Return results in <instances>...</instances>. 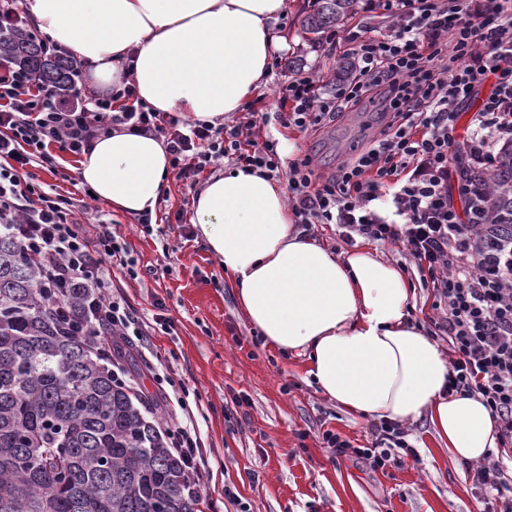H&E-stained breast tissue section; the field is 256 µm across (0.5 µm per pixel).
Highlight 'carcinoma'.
<instances>
[{
  "label": "carcinoma",
  "mask_w": 512,
  "mask_h": 512,
  "mask_svg": "<svg viewBox=\"0 0 512 512\" xmlns=\"http://www.w3.org/2000/svg\"><path fill=\"white\" fill-rule=\"evenodd\" d=\"M314 36L354 18L361 0H317ZM8 62L58 91L70 63L48 61L22 26L0 29ZM471 205L512 230V147ZM112 381L83 336H63L31 262L0 230V512H194L186 472L159 427Z\"/></svg>",
  "instance_id": "cac0c4a2"
}]
</instances>
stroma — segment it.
<instances>
[{"mask_svg": "<svg viewBox=\"0 0 512 512\" xmlns=\"http://www.w3.org/2000/svg\"><path fill=\"white\" fill-rule=\"evenodd\" d=\"M277 25L286 38L285 54L302 55L306 71L332 79L349 60L354 45L310 42L302 22L314 0H287ZM288 70L272 68L265 88L248 106L258 117L256 140L272 137L293 143L281 152L288 162L311 155L324 172L335 169L339 155L361 146L375 117L359 110L346 113L327 128L311 133L281 127L275 92ZM52 166L41 169L44 189L87 201L98 218L123 237L135 260L137 278L117 276L137 316L152 321L170 318V333L157 332L134 348L127 370L140 394L158 392L155 374H169L190 390L189 407L199 426L201 452L211 475L202 481L201 512H488V498L476 489L466 464L449 457L428 417L408 423L409 443L417 459L387 472H372L336 455L322 442L324 431L338 433L356 446L371 443L367 418L353 417L318 392L307 375L304 357L263 347L242 314L224 272L204 247L192 224L197 187L170 176L152 219V232L137 219L87 199L75 155L55 153ZM378 250L403 269L411 281L415 324L432 328L433 294L400 247L382 243ZM247 405L238 407L234 398ZM238 497L230 503L225 487Z\"/></svg>", "mask_w": 512, "mask_h": 512, "instance_id": "1", "label": "stroma"}]
</instances>
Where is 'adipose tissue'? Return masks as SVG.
Returning <instances> with one entry per match:
<instances>
[{"label": "adipose tissue", "mask_w": 512, "mask_h": 512, "mask_svg": "<svg viewBox=\"0 0 512 512\" xmlns=\"http://www.w3.org/2000/svg\"><path fill=\"white\" fill-rule=\"evenodd\" d=\"M33 24L85 63L91 93L132 82L159 112L210 124L242 111L284 40L286 0H26ZM171 170L163 141L125 129L97 139L78 175L128 216L155 211ZM192 222L263 343L307 357V374L349 415L428 416L452 459L497 445L480 398L449 394L450 366L410 321L411 285L365 245L336 254L293 224L285 184L235 166L205 182Z\"/></svg>", "instance_id": "adipose-tissue-1"}]
</instances>
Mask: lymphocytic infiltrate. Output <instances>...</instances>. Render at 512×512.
<instances>
[{"label":"lymphocytic infiltrate","mask_w":512,"mask_h":512,"mask_svg":"<svg viewBox=\"0 0 512 512\" xmlns=\"http://www.w3.org/2000/svg\"><path fill=\"white\" fill-rule=\"evenodd\" d=\"M393 24L351 35L353 75L327 92L323 79L298 75L278 91L281 126L316 130L373 103L382 119L366 148L346 155L333 172L310 157L282 164L273 139L254 142L255 120L220 128L158 112L136 100L135 86L84 98L37 84L24 69L0 71V225L34 262L39 284L69 331L97 349L168 331L170 319L140 321L116 289L113 273L136 277L125 241L109 225L87 235L72 198L46 192L34 165L52 161L49 146L82 155L115 127L163 137L178 179L198 184L215 161L266 170L288 180L299 223L334 224L342 240L389 243L414 263L431 288L437 326L451 352L449 392L481 395L490 409L498 448L469 466L476 488L493 493L494 512H512V255L489 248L492 225L480 223L469 200L496 164L498 146L512 145V0H381ZM491 85L457 134L459 107ZM393 186L395 221L372 204ZM463 209H456V202ZM161 429L187 472L186 494L200 496L205 467L193 416ZM370 446L339 434L322 440L371 471L400 465L417 451L401 425L371 428Z\"/></svg>","instance_id":"obj_1"}]
</instances>
